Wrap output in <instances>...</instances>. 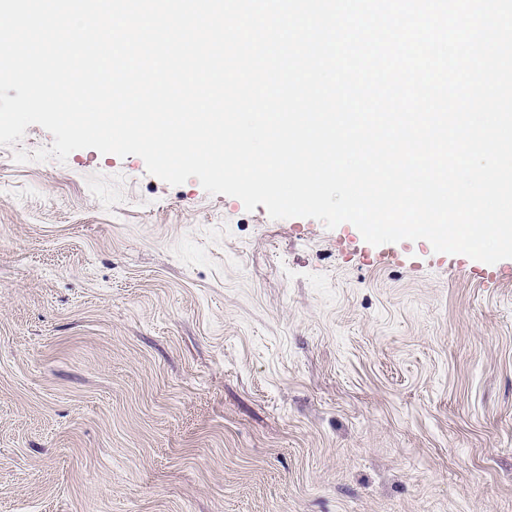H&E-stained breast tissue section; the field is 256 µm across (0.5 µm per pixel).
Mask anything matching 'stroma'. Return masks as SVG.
Wrapping results in <instances>:
<instances>
[{
  "label": "stroma",
  "mask_w": 512,
  "mask_h": 512,
  "mask_svg": "<svg viewBox=\"0 0 512 512\" xmlns=\"http://www.w3.org/2000/svg\"><path fill=\"white\" fill-rule=\"evenodd\" d=\"M0 147V512H512V259Z\"/></svg>",
  "instance_id": "obj_1"
}]
</instances>
